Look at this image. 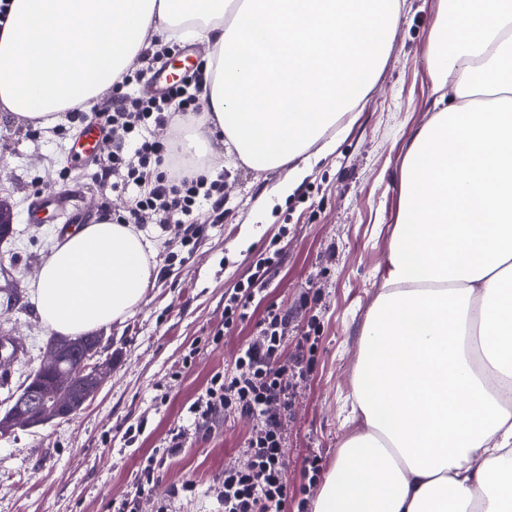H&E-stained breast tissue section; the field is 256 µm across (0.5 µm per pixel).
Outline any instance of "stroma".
<instances>
[{"instance_id": "1", "label": "stroma", "mask_w": 512, "mask_h": 512, "mask_svg": "<svg viewBox=\"0 0 512 512\" xmlns=\"http://www.w3.org/2000/svg\"><path fill=\"white\" fill-rule=\"evenodd\" d=\"M438 6L439 0H404L372 88L336 122L335 151L312 160L287 197L279 188L289 167L264 169L228 155L222 217L201 204L190 239L181 224L142 226L159 248L157 275L134 315L99 329L112 375L76 416L0 437V512H113L133 498L137 512H155L163 493L172 512H222L216 489L225 465H246L252 417L225 410L215 426L163 456L156 493L137 494L140 469L182 425L212 375L235 373L241 349L271 311L288 318L274 360L288 368L284 478L301 512H314L341 444L356 429L349 418L353 369L361 327L382 289L401 163L414 133L435 113L427 51ZM81 129L64 116L35 128L0 112V200L14 216L12 234L0 241V336L25 345L7 365L11 381L0 386V412L43 364L52 337L30 288L59 244V217L33 216L40 191L64 192L88 224L106 212L123 213L134 196L103 195L97 166L72 160ZM276 251L281 263L250 318L225 327V297Z\"/></svg>"}]
</instances>
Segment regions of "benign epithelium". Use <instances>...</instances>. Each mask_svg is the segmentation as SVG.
<instances>
[{
	"label": "benign epithelium",
	"mask_w": 512,
	"mask_h": 512,
	"mask_svg": "<svg viewBox=\"0 0 512 512\" xmlns=\"http://www.w3.org/2000/svg\"><path fill=\"white\" fill-rule=\"evenodd\" d=\"M103 336L64 338L48 346L38 375L50 376L13 395L0 415V436L16 427L34 428L54 419H70L89 403L112 374V358H102Z\"/></svg>",
	"instance_id": "obj_1"
}]
</instances>
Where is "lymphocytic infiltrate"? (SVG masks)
<instances>
[{
  "mask_svg": "<svg viewBox=\"0 0 512 512\" xmlns=\"http://www.w3.org/2000/svg\"><path fill=\"white\" fill-rule=\"evenodd\" d=\"M130 81V76H122L114 85L118 95L112 104L98 108L94 114H86L78 107L71 112L75 121L94 118L103 130L122 131L134 141L132 151L116 148L101 162V182L109 184L112 191L125 192L129 187L141 186L145 178L153 180L128 213L115 216V223L170 224L189 217L197 203L209 201L214 207H221L222 179L185 172L175 165L163 143L142 135L147 126L168 123L174 116L198 115L201 107L195 94L181 85L148 97L130 98L122 93ZM268 269V264L257 265L247 285L226 299L225 325L248 318L249 307L261 292ZM286 323V318L275 312L258 323L259 338L238 356L236 374L214 375L205 393L188 408L191 427H178L165 440L166 451H175L183 447L191 431L210 427L229 408L255 420V432L246 446L247 466L229 465L224 469L218 494L224 512H288V504L294 498L283 477L282 421L290 407L287 369L272 364Z\"/></svg>",
  "mask_w": 512,
  "mask_h": 512,
  "instance_id": "obj_1",
  "label": "lymphocytic infiltrate"
}]
</instances>
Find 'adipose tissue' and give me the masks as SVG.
Wrapping results in <instances>:
<instances>
[{
	"label": "adipose tissue",
	"mask_w": 512,
	"mask_h": 512,
	"mask_svg": "<svg viewBox=\"0 0 512 512\" xmlns=\"http://www.w3.org/2000/svg\"><path fill=\"white\" fill-rule=\"evenodd\" d=\"M400 0H9L0 112L35 127L101 104L156 37L205 45L200 119L172 154L291 166L371 87ZM440 95L402 160L382 290L353 374L359 430L315 512H512V0H440L427 54ZM451 97H443V89ZM154 246L101 215L32 283L43 324L80 336L124 321Z\"/></svg>",
	"instance_id": "1"
}]
</instances>
